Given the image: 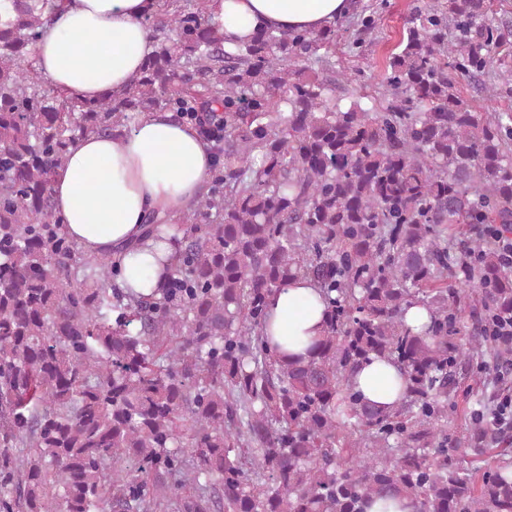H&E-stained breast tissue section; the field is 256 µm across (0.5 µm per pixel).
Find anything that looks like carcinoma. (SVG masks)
I'll return each mask as SVG.
<instances>
[{"mask_svg": "<svg viewBox=\"0 0 512 512\" xmlns=\"http://www.w3.org/2000/svg\"><path fill=\"white\" fill-rule=\"evenodd\" d=\"M0 15V512H512V465L491 451L495 397L472 400L461 363L512 317V272L481 224L512 227V112L464 106L452 74L484 75L500 39L490 0L417 7L365 109L333 96L351 74L320 51L336 26L258 33L234 51L208 0L144 17L155 51L96 100L44 87L34 46L63 0ZM207 112L224 136L211 191L181 217L158 294L112 284L109 255L65 232L52 185L90 133L144 112ZM311 279L327 304L305 358L263 336L269 295ZM427 308L421 329L405 320ZM376 356L405 395L379 411L352 376ZM264 477L249 481L247 470Z\"/></svg>", "mask_w": 512, "mask_h": 512, "instance_id": "carcinoma-1", "label": "carcinoma"}]
</instances>
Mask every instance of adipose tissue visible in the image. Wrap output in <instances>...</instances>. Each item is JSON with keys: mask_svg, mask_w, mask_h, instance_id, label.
I'll return each instance as SVG.
<instances>
[{"mask_svg": "<svg viewBox=\"0 0 512 512\" xmlns=\"http://www.w3.org/2000/svg\"><path fill=\"white\" fill-rule=\"evenodd\" d=\"M154 0H67L36 47L35 64L54 87L85 100L120 91L155 50L144 24ZM349 0H211L210 22L225 48L260 30H319L345 15ZM212 166L206 142L167 112L142 114L134 129L113 138L91 134L67 155L53 186L57 215L89 255H109L121 287L149 295L172 271L169 242L146 235L148 216L172 224L198 200ZM326 305L313 281H289L269 299L264 328L278 354L306 355L325 329ZM355 389L382 410L404 390L397 365L377 357L358 367Z\"/></svg>", "mask_w": 512, "mask_h": 512, "instance_id": "1", "label": "adipose tissue"}]
</instances>
